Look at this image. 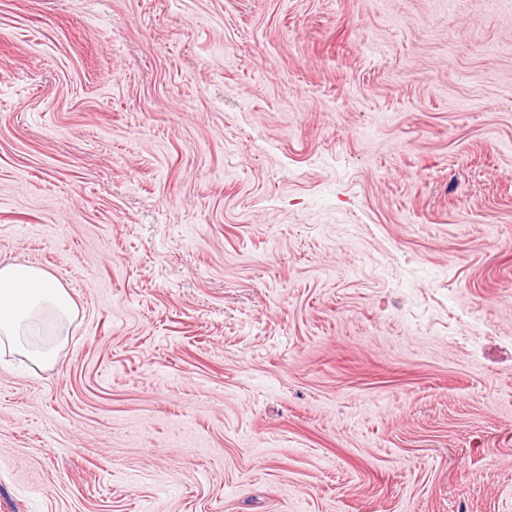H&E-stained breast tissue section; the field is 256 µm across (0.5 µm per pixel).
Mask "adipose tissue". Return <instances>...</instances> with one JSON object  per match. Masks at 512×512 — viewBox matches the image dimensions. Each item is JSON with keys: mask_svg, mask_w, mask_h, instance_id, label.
Here are the masks:
<instances>
[{"mask_svg": "<svg viewBox=\"0 0 512 512\" xmlns=\"http://www.w3.org/2000/svg\"><path fill=\"white\" fill-rule=\"evenodd\" d=\"M75 313L66 289L48 272L0 262V350L52 364L56 346Z\"/></svg>", "mask_w": 512, "mask_h": 512, "instance_id": "1", "label": "adipose tissue"}]
</instances>
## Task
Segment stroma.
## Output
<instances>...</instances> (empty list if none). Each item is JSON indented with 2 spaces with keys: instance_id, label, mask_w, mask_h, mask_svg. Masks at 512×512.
<instances>
[{
  "instance_id": "stroma-1",
  "label": "stroma",
  "mask_w": 512,
  "mask_h": 512,
  "mask_svg": "<svg viewBox=\"0 0 512 512\" xmlns=\"http://www.w3.org/2000/svg\"><path fill=\"white\" fill-rule=\"evenodd\" d=\"M0 512H512V0H0ZM75 313L66 289L48 272L20 262H0V350L50 365ZM51 327L49 339L45 330Z\"/></svg>"
}]
</instances>
